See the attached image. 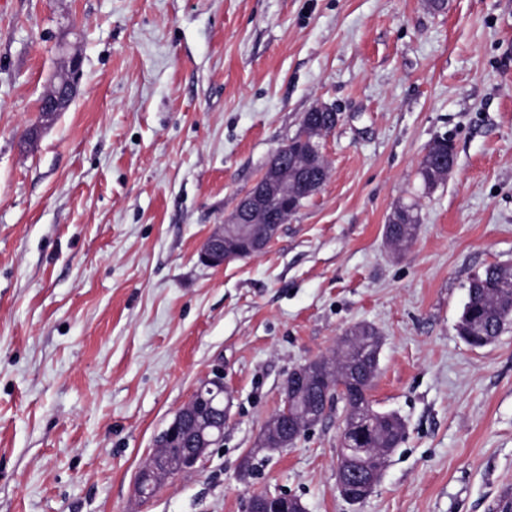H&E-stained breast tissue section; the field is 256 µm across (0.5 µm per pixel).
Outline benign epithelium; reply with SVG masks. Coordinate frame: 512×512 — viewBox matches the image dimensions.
<instances>
[{
	"label": "benign epithelium",
	"instance_id": "1",
	"mask_svg": "<svg viewBox=\"0 0 512 512\" xmlns=\"http://www.w3.org/2000/svg\"><path fill=\"white\" fill-rule=\"evenodd\" d=\"M81 69V60L72 56L68 60V71L62 83H55L42 97L39 112L43 123L48 124L61 112L65 111L77 93V80ZM323 131H305L300 143L305 151L314 154L323 168H328L324 151ZM288 158V147H280L272 156L259 178L240 198L231 217L216 226L204 239L199 253V261L206 266L220 268L237 260L247 259L262 253L277 237L280 225L267 224L259 235L255 236L243 229L246 220L265 199L277 198L282 200L283 209L295 207L293 198L283 189V183L275 176L274 161ZM328 367L329 376L325 380V407H330L345 399L348 394V382L334 374V359L330 355L323 356ZM308 364L294 368L282 388V399L279 409L267 421L259 436L252 453L265 450L287 448L299 437L311 431L324 420V415L311 409L300 413L294 406V398L303 393L307 378ZM224 395V370L217 368L212 376L201 381L190 399L173 417L168 426L157 436L155 447L160 448L175 440L182 430L192 434L191 448L177 456L161 455L153 452L147 458V464L136 478L135 490L142 495L154 490L155 486L163 484L177 475L191 474L199 467L208 450L221 444L224 439V419L228 404L222 399ZM356 473L349 470L345 456H339L337 464V487L340 495H345L347 485ZM380 477V470H374L363 475L358 481L360 493L351 499L359 503L367 498L375 488ZM246 512H306L301 500L288 494L254 495L249 498Z\"/></svg>",
	"mask_w": 512,
	"mask_h": 512
}]
</instances>
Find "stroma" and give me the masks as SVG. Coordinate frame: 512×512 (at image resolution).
I'll use <instances>...</instances> for the list:
<instances>
[{
  "label": "stroma",
  "mask_w": 512,
  "mask_h": 512,
  "mask_svg": "<svg viewBox=\"0 0 512 512\" xmlns=\"http://www.w3.org/2000/svg\"><path fill=\"white\" fill-rule=\"evenodd\" d=\"M78 93L33 142L69 55ZM329 173L262 254L198 250L312 106ZM456 164L424 192L419 161ZM419 205L407 248L394 205ZM512 267V0H6L0 5V512H496L512 496V327L474 348L471 278ZM406 435L353 504L343 407L241 464L297 366L354 325ZM224 370V441L149 500L154 439ZM448 149L452 151L454 149L453 143L450 140L443 139L437 141L432 147L430 146V150L429 152L427 151L428 154L424 156V160L420 161L417 173L425 189L428 188V183L432 176L441 168V164H444L440 160L444 161L448 157ZM393 221L385 226V237L388 243L401 248L411 244L419 230L420 217L416 203H399L392 209ZM246 512H306L301 500L288 494L253 495L246 505Z\"/></svg>",
  "instance_id": "35a3bbf8"
}]
</instances>
